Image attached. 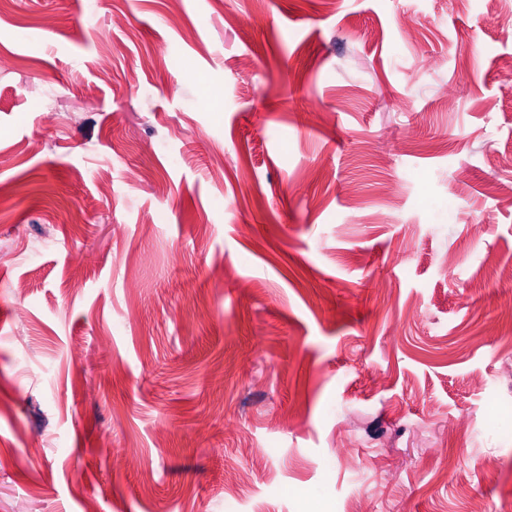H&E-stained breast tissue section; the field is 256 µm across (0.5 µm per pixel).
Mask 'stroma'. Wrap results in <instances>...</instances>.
<instances>
[{"label": "stroma", "instance_id": "stroma-1", "mask_svg": "<svg viewBox=\"0 0 512 512\" xmlns=\"http://www.w3.org/2000/svg\"><path fill=\"white\" fill-rule=\"evenodd\" d=\"M491 9L0 0V512H512Z\"/></svg>", "mask_w": 512, "mask_h": 512}]
</instances>
